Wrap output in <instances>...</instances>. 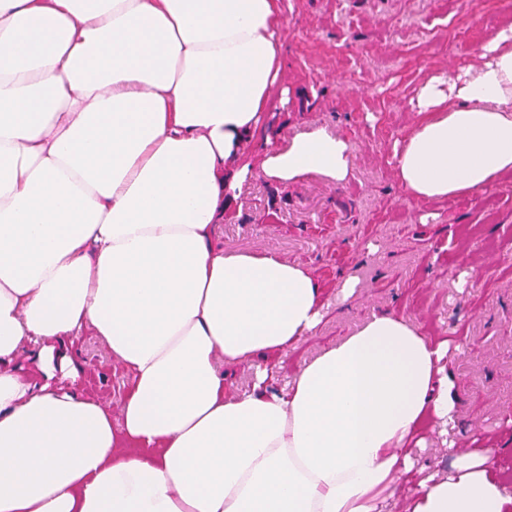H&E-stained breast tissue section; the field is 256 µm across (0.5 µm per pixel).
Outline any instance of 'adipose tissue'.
<instances>
[{
    "instance_id": "1",
    "label": "adipose tissue",
    "mask_w": 512,
    "mask_h": 512,
    "mask_svg": "<svg viewBox=\"0 0 512 512\" xmlns=\"http://www.w3.org/2000/svg\"><path fill=\"white\" fill-rule=\"evenodd\" d=\"M285 26L284 0H0V512H380L412 439L459 427L446 342L392 310L266 386L325 288L212 240L255 173L340 186L355 158L321 126L263 133ZM480 57L418 88L391 156L415 201L512 173V22ZM89 327L130 375L115 413L57 383ZM493 451L457 454L404 512H512ZM225 382L232 390L243 393L252 389V374L246 367H223Z\"/></svg>"
}]
</instances>
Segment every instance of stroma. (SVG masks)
I'll list each match as a JSON object with an SVG mask.
<instances>
[{"label": "stroma", "mask_w": 512, "mask_h": 512, "mask_svg": "<svg viewBox=\"0 0 512 512\" xmlns=\"http://www.w3.org/2000/svg\"><path fill=\"white\" fill-rule=\"evenodd\" d=\"M283 84L269 109L289 137L316 123L351 139L344 186L311 176L283 186L255 174L224 225L225 250L272 249L322 281L352 277L348 308L283 356L272 387L353 334L371 311L396 308L449 343L463 425L454 448L439 432L411 448L424 475H447L455 451L490 441L512 495V175L473 195L419 203L397 184L392 146L414 120L429 73L476 63L482 41L512 20V0H286ZM482 282L460 287L470 266ZM81 371L64 386L116 406L123 370L97 337L73 343Z\"/></svg>", "instance_id": "obj_1"}]
</instances>
